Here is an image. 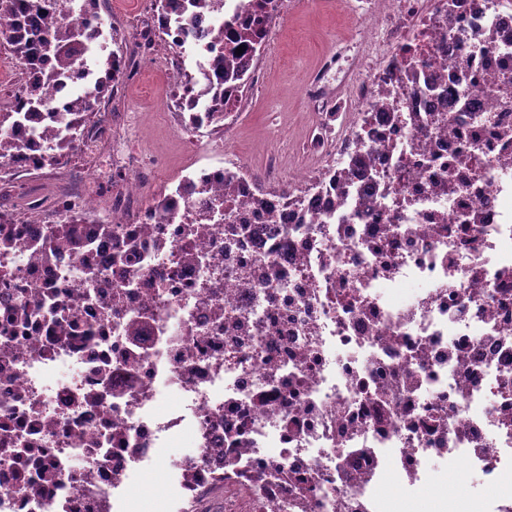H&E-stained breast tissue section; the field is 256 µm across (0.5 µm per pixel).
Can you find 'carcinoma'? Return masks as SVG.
Instances as JSON below:
<instances>
[{
  "label": "carcinoma",
  "instance_id": "carcinoma-1",
  "mask_svg": "<svg viewBox=\"0 0 512 512\" xmlns=\"http://www.w3.org/2000/svg\"><path fill=\"white\" fill-rule=\"evenodd\" d=\"M58 0H0V38L18 60L25 75L21 89L20 106L0 116L1 124L20 127L33 126L43 120L56 119L47 103L60 81L86 67L85 53L94 36L87 25H77L57 14ZM255 16L250 25L239 16L228 15L224 26L207 32L215 43H224L229 35L230 45L209 62L208 85L201 96L207 98L205 117L219 123L224 117L226 90L232 86L234 94L243 91V77L254 65L255 45L267 33L276 19L275 0H248ZM224 11V0H180L178 13L187 14L184 23L192 26L195 19L210 12ZM244 46L238 54L236 49ZM118 79L112 70V60L99 61L94 80L83 88V96L53 135L38 137L32 142L39 150L43 164L55 166L71 161L78 150L83 129L99 111L101 103L112 97ZM83 223L82 213L76 211L52 232L59 247L77 241V225Z\"/></svg>",
  "mask_w": 512,
  "mask_h": 512
}]
</instances>
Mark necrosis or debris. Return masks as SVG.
Returning <instances> with one entry per match:
<instances>
[{"label": "necrosis or debris", "instance_id": "4bbe7bcc", "mask_svg": "<svg viewBox=\"0 0 512 512\" xmlns=\"http://www.w3.org/2000/svg\"><path fill=\"white\" fill-rule=\"evenodd\" d=\"M367 27L389 56L310 95L314 162L260 210L280 160L198 169L164 224L139 149L51 197L11 131L0 512H143L159 469L155 512H512V0H373ZM55 224L59 222V226L52 232L53 239L56 240V245L59 247H66L75 243L77 237V224H83L82 213L76 211L70 214L65 221L54 219ZM62 221V222H60ZM132 492L136 497L155 498L163 487V480L159 473H134L131 479Z\"/></svg>", "mask_w": 512, "mask_h": 512}]
</instances>
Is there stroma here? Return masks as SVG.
Instances as JSON below:
<instances>
[{
	"label": "stroma",
	"mask_w": 512,
	"mask_h": 512,
	"mask_svg": "<svg viewBox=\"0 0 512 512\" xmlns=\"http://www.w3.org/2000/svg\"><path fill=\"white\" fill-rule=\"evenodd\" d=\"M287 7L272 25L268 38L276 44L272 58L260 66L259 80L244 95V105L231 139L230 151L217 149L220 136L205 128L213 150L192 154V141L173 122L164 95V79L151 60L137 66L131 80L119 85L104 112L136 116L133 141L157 157L161 166L144 199L153 204L169 193L179 177L203 165L232 166L239 159L263 166L269 153L291 159L307 157L313 132L304 91L317 72L328 71L340 83L360 54L369 0H286Z\"/></svg>",
	"instance_id": "obj_1"
}]
</instances>
